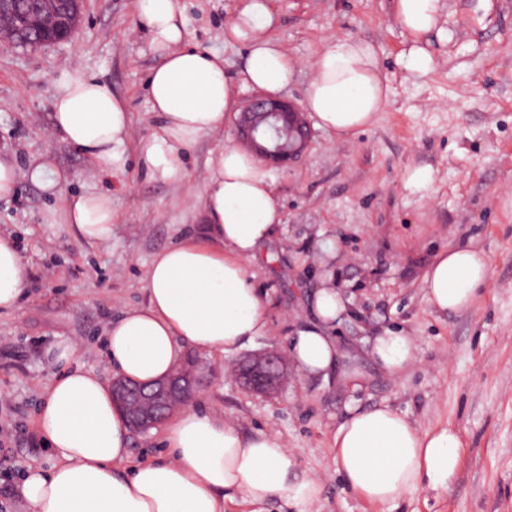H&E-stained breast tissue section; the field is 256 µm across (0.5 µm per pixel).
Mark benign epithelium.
Returning a JSON list of instances; mask_svg holds the SVG:
<instances>
[{
    "label": "benign epithelium",
    "instance_id": "1",
    "mask_svg": "<svg viewBox=\"0 0 512 512\" xmlns=\"http://www.w3.org/2000/svg\"><path fill=\"white\" fill-rule=\"evenodd\" d=\"M55 0H42L41 11L34 19L39 30L58 24ZM12 0H0V39L12 40L10 31ZM237 144L259 162L269 166H286L303 155L310 142V122L305 110L285 97L257 94L248 99L236 118ZM283 357L276 351H264L242 361L240 385L253 394L272 396L281 388ZM203 385V376L186 358L168 377L144 385L131 379L112 381L114 402L124 411L129 428L145 432L162 423L176 409H185Z\"/></svg>",
    "mask_w": 512,
    "mask_h": 512
}]
</instances>
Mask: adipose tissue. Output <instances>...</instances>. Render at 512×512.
<instances>
[{"instance_id": "adipose-tissue-1", "label": "adipose tissue", "mask_w": 512, "mask_h": 512, "mask_svg": "<svg viewBox=\"0 0 512 512\" xmlns=\"http://www.w3.org/2000/svg\"><path fill=\"white\" fill-rule=\"evenodd\" d=\"M160 62L151 71V107L161 118L152 136L129 153L130 114L108 86L79 67L62 71L52 123L59 140L79 151L105 178L124 175L129 160L153 179L187 178L184 151L223 130L235 107V88L277 96L296 67L271 37L277 24L271 0H238L225 28L227 40L247 44L239 86L224 74V59L186 41L181 0H136ZM440 0H395V15L413 44L409 69L432 59L421 41L438 26ZM389 86L374 48L361 40L327 41L313 64L304 106L317 128L343 139L370 126L388 102ZM62 198L70 234L90 245L112 239V196L97 185L64 195L65 174L49 159L28 169L0 158V199L20 180ZM273 173L248 151L227 146L210 158L202 206L206 239L188 237L156 254L146 274V302L124 309L105 328V355L119 376L145 384L175 370L186 350L228 359L268 335V295L257 282L261 248L282 224ZM481 251L460 246L441 252L423 278L428 303L443 313L472 307L487 282ZM27 269L12 234L0 232V314L13 312L24 294ZM312 318L297 330L288 357L302 377L328 379L342 356L331 330L350 304L332 275H321L311 295ZM74 345L51 354L62 370L47 385L36 431L54 462L29 470L22 496L31 512H224L242 501L263 512L278 499L311 512L319 478L292 476L295 460L279 432L243 434L223 416L202 409L174 414L163 431L165 452L131 464L130 429L99 375L72 365ZM369 354L388 376L416 361L414 339L388 331ZM460 438L450 426L423 430L390 406L352 410L334 439L336 471L348 489L373 504L399 501L425 486L447 488L460 465Z\"/></svg>"}]
</instances>
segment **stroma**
<instances>
[{
	"instance_id": "35a3bbf8",
	"label": "stroma",
	"mask_w": 512,
	"mask_h": 512,
	"mask_svg": "<svg viewBox=\"0 0 512 512\" xmlns=\"http://www.w3.org/2000/svg\"><path fill=\"white\" fill-rule=\"evenodd\" d=\"M441 2L442 31L424 40L432 65L420 73L405 65L410 41L393 0H273L272 36L297 64L286 97L304 101L311 64L333 36L370 43L390 80V101L373 125L346 140L313 130L299 161L273 171L282 226L257 269L270 333L247 351L285 352L309 322L310 296L329 269L352 297L336 328L337 372L323 382L288 366L282 390L265 398L240 387L233 361L196 356L207 374L206 408L246 434L273 427L296 474L321 479L312 512H512V0ZM182 3L190 44L221 54L225 74L238 79L247 47L224 38L237 0ZM158 61L136 0H83L68 40L35 48L0 41V154L22 169L49 158L69 176L66 194L81 192L99 176L53 132L61 71L77 65L124 101L135 147L159 124L146 88ZM234 143L229 119L187 150L186 182L152 179L134 166L112 181L117 222L105 245L71 236L61 201L29 181L0 199V230L14 234L29 273L18 308L0 316V512H29L22 477L53 462L35 428L41 390L60 371L48 350L79 343V363L106 373V322L143 303L159 250L204 235V214L189 202L206 188L210 153ZM418 167L430 168L432 181L414 191L404 176ZM461 245L484 253L489 278L474 307L442 314L428 305L422 280L440 252ZM387 329L415 340L417 361L397 379L365 352ZM345 369L355 381L340 380ZM380 405L423 429L458 430L461 466L447 489L378 505L346 488L333 437L349 407Z\"/></svg>"
}]
</instances>
